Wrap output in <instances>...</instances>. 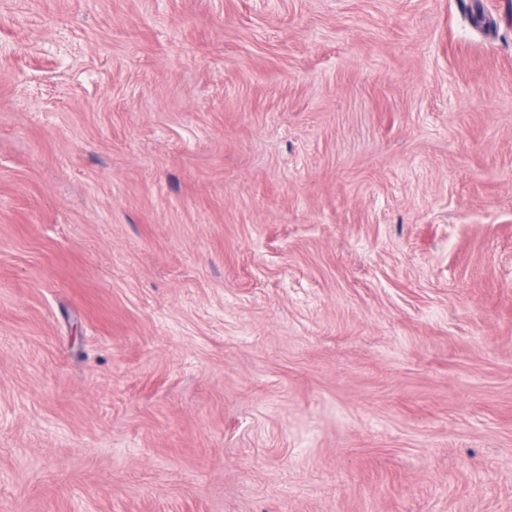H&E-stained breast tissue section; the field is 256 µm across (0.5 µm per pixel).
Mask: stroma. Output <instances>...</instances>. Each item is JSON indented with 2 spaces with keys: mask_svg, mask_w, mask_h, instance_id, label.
Returning <instances> with one entry per match:
<instances>
[{
  "mask_svg": "<svg viewBox=\"0 0 512 512\" xmlns=\"http://www.w3.org/2000/svg\"><path fill=\"white\" fill-rule=\"evenodd\" d=\"M0 0V512H512V0Z\"/></svg>",
  "mask_w": 512,
  "mask_h": 512,
  "instance_id": "35a3bbf8",
  "label": "stroma"
}]
</instances>
